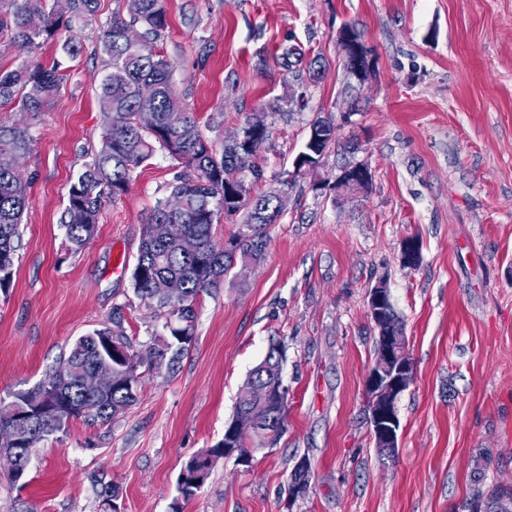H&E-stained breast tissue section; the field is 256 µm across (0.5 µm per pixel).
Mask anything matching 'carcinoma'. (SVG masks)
I'll return each instance as SVG.
<instances>
[{
  "label": "carcinoma",
  "instance_id": "cac0c4a2",
  "mask_svg": "<svg viewBox=\"0 0 512 512\" xmlns=\"http://www.w3.org/2000/svg\"><path fill=\"white\" fill-rule=\"evenodd\" d=\"M99 11V0H73L71 14L56 13L51 0H0V35L31 53V59L12 70H0V105H16L35 120L53 102L64 79L63 64L43 63L37 51L51 41L61 42L62 51L78 53L74 24L92 18ZM130 18L112 13L101 27L99 42L107 73L97 93L102 114L100 150L86 162L68 189V204L62 223L74 248L81 249L92 237L106 201H113L127 190L131 173L161 150L188 173H177L168 184V196L179 205L171 209L160 199L144 218L143 236L133 271L136 292L167 309L166 328L170 339L148 346L141 353L132 349L123 334L104 327L76 338L63 369L48 375L31 389L17 392L7 410L0 411V455L9 461L7 478L17 484L27 476L34 448L62 431L67 422L82 419L105 424L124 412L136 400L144 372L172 368L191 344L197 322L196 305L201 294L224 279L237 258L258 260L265 246L264 228L275 223L279 197L255 194L246 183L245 171L253 179L261 170L253 162L270 138L269 127L243 126L251 146L233 140L221 148L206 139L195 113L177 98L172 82L171 63L160 50L139 55L125 39L132 24L143 28L142 36L155 43L168 28L165 0H134ZM148 108L155 124L141 128L137 113ZM317 140L305 142L299 155L311 164L303 172L319 174V156L336 143V126L329 119L311 124ZM31 126L0 122V288L13 275L15 241L28 205L31 181L17 168L15 158L31 152ZM244 214L238 232L223 245L213 237V225L221 218ZM195 238L199 255L182 249L183 239ZM114 340L129 353L126 361H107L100 352L103 342ZM285 348L270 345L265 358L248 374L238 395L231 424L236 431L202 454L190 457L183 469L192 474L211 469V459L224 456V447H273L285 430L287 402H273V414L262 426L252 423L251 409L263 398L262 389L282 377ZM112 364V389L92 391L83 374L93 366ZM208 475L178 486L180 497L170 512H183V502L194 497ZM482 503L488 512H512V486L498 484L489 493L478 491L471 504Z\"/></svg>",
  "mask_w": 512,
  "mask_h": 512
}]
</instances>
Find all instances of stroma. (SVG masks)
I'll use <instances>...</instances> for the list:
<instances>
[{"label":"stroma","mask_w":512,"mask_h":512,"mask_svg":"<svg viewBox=\"0 0 512 512\" xmlns=\"http://www.w3.org/2000/svg\"><path fill=\"white\" fill-rule=\"evenodd\" d=\"M79 24L80 53L45 44L66 78L31 120L33 177L10 284L0 288V402L60 367L78 336L109 327L145 350L166 317L134 289L142 220L176 163L156 152L105 203L72 249L62 217L71 181L101 146L100 27L126 0H100ZM158 46L177 97L221 145L258 117L260 191L279 194L259 261H237L202 294L193 342L173 369L146 374L136 402L105 425L80 419L33 456L25 485L0 477V512H169L189 457L224 437L250 370L271 341L286 350V431L249 464L217 459L183 512H470L476 490L512 483V0H168ZM354 25L375 74L349 88L336 32ZM301 44L322 64L297 79L278 57ZM332 118L323 174L366 162L372 182L332 200L313 178L284 186L312 120ZM418 266L401 261L405 239ZM387 280L414 379L397 402L400 440L379 454L366 380L377 330L367 293ZM311 469L293 496L299 461Z\"/></svg>","instance_id":"35a3bbf8"}]
</instances>
